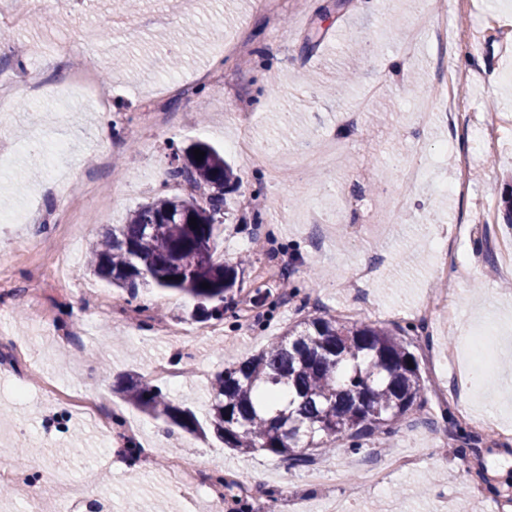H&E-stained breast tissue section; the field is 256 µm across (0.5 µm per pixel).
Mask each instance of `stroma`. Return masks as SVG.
I'll use <instances>...</instances> for the list:
<instances>
[{
  "instance_id": "obj_1",
  "label": "stroma",
  "mask_w": 512,
  "mask_h": 512,
  "mask_svg": "<svg viewBox=\"0 0 512 512\" xmlns=\"http://www.w3.org/2000/svg\"><path fill=\"white\" fill-rule=\"evenodd\" d=\"M430 0H140L126 13L120 0H85L54 25L34 24L12 32L0 55V72L15 84L10 103L0 105V129L13 148L0 166V215L31 209L27 224L0 222V272L12 276L17 290L0 300V356L12 348L27 350L33 368L0 370V467L25 468L50 488L45 512H63L58 478L72 482L100 462L112 463L100 484L107 491L103 512H208L206 489L185 499L171 487L166 467L144 465L141 454L161 456L163 449L185 457L209 474H233L246 484L253 512H326L346 497L344 486L314 483L310 472L339 469L358 478L351 512H439L445 501L459 512H512V441L483 437L465 441L458 414L484 412L497 401L498 427L512 431V393L498 390L494 376L512 373V349L491 338L485 360L491 377L473 389L458 381L457 365L425 369L423 410L409 412L388 439L364 442L304 467H289L266 454H237L216 439L183 432L160 436L159 421L128 407L113 393L118 375L134 372L155 379L154 367L173 365L178 375L160 386L177 405L205 415L216 372L232 360L257 353L305 315L328 310L344 316L357 303L349 285L361 259L378 262L367 288L375 305L367 319L408 324L409 314L438 285L457 300L454 323L436 316L429 336L415 340L420 361L429 355L446 360L462 337L485 328L489 313L498 327H512V283L492 277L501 257L497 240L507 235L501 201L512 195V0H456L448 12V49L470 50L471 64L441 61L430 38ZM450 81L461 83L469 100L455 124L422 120L420 100L429 99L440 65ZM94 66L112 86L111 111H97L80 93L63 94L65 73ZM45 71L49 86L33 89L27 71ZM354 71L357 80L336 89L337 72ZM163 92L168 125L150 126L149 95ZM249 114L255 143L268 148L266 166L249 165L229 148L238 134L235 113ZM362 113L357 123L348 115ZM501 119L498 145L479 150L474 127L483 114ZM66 130L69 150L61 163L67 193L80 197V213L69 214L51 188L32 145L53 143ZM223 153L235 176L224 190V222L216 232L214 257L227 264L244 262L233 300L224 306L223 333L175 344L158 336V323L191 328L192 301L153 288L136 301L106 286L86 271L88 247L104 231L126 223L146 199L182 194L165 179L173 154L196 141ZM337 141L342 145L328 169L304 165L296 150ZM447 155H438L441 143ZM425 145L426 181L402 184L396 163ZM116 163L104 168L100 157ZM473 157L464 193L440 191L442 182L460 173ZM404 194L398 223L381 218L388 197ZM258 199L256 214H244L243 197ZM287 206H280L281 198ZM346 211L344 223L318 224L319 210ZM469 226L461 249L471 274L440 280L442 262L425 235L430 227L454 232ZM68 264L70 280L53 283L50 317L37 320L24 294L28 281L50 259ZM288 284L296 294L263 325L242 317L246 301L257 300L268 282ZM99 288L112 309L107 315L87 308L81 291ZM150 309L135 329L128 313ZM84 331L87 359L77 362L73 344ZM55 378L60 386L102 397L136 424L135 444L115 432L101 433L76 417L58 422L37 395V378ZM415 459L410 468H394L396 458ZM382 471L383 485L365 483L366 473Z\"/></svg>"
}]
</instances>
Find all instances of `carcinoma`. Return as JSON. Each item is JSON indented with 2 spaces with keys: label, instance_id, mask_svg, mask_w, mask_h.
Returning <instances> with one entry per match:
<instances>
[{
  "label": "carcinoma",
  "instance_id": "cac0c4a2",
  "mask_svg": "<svg viewBox=\"0 0 512 512\" xmlns=\"http://www.w3.org/2000/svg\"><path fill=\"white\" fill-rule=\"evenodd\" d=\"M193 148L205 152L203 160L191 152L183 160L176 155L170 169L172 180L190 193L154 197L139 206L127 223L92 244L87 268L132 298L146 286L174 291L195 300L204 318L221 320L224 299L239 277L235 266L213 259L224 184L233 172L209 144ZM412 331L329 312L307 317L219 372L203 420L138 377L116 379L112 391L167 426L203 437L213 433L233 452H264L290 466L308 465L343 441L357 449L424 408L425 380L407 343Z\"/></svg>",
  "mask_w": 512,
  "mask_h": 512
}]
</instances>
